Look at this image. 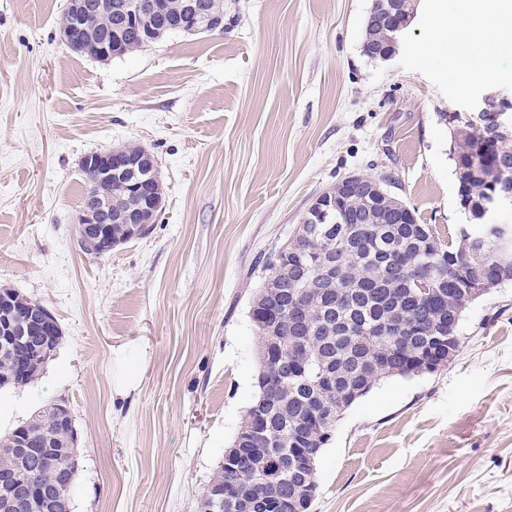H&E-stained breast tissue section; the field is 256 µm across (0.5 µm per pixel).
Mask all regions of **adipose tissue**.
Wrapping results in <instances>:
<instances>
[{"mask_svg":"<svg viewBox=\"0 0 512 512\" xmlns=\"http://www.w3.org/2000/svg\"><path fill=\"white\" fill-rule=\"evenodd\" d=\"M460 12L461 22L431 28L422 47L423 55L431 59L443 48L464 45L468 52L458 61L461 71L467 75L477 72L487 78L493 77L494 66L486 49L491 45L501 49L512 47V6L507 0H486L481 6L469 2Z\"/></svg>","mask_w":512,"mask_h":512,"instance_id":"obj_1","label":"adipose tissue"}]
</instances>
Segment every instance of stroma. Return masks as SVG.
Returning a JSON list of instances; mask_svg holds the SVG:
<instances>
[{
	"label": "stroma",
	"instance_id": "stroma-1",
	"mask_svg": "<svg viewBox=\"0 0 512 512\" xmlns=\"http://www.w3.org/2000/svg\"><path fill=\"white\" fill-rule=\"evenodd\" d=\"M67 0H0V287L63 340L33 384L0 390V434L48 403L78 431L71 512H198L256 395L250 302L310 206L351 174L387 181L440 240L464 222L448 112L512 92L423 57L452 0H420L394 58L362 52L372 0H224V30L98 61L70 50ZM158 161L151 233L80 248L82 158ZM457 356L347 409L310 512H512V280L464 311Z\"/></svg>",
	"mask_w": 512,
	"mask_h": 512
}]
</instances>
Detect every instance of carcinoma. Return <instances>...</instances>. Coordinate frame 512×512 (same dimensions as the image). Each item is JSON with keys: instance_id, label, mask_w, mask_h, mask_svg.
<instances>
[{"instance_id": "cac0c4a2", "label": "carcinoma", "mask_w": 512, "mask_h": 512, "mask_svg": "<svg viewBox=\"0 0 512 512\" xmlns=\"http://www.w3.org/2000/svg\"><path fill=\"white\" fill-rule=\"evenodd\" d=\"M451 130L450 148L458 184L459 204H478L499 180L497 157L512 158V138H499L471 121V114L445 115ZM364 212L361 199L350 194L336 202L335 223L318 225L311 243L316 254L337 261L347 250L356 252L349 269L331 284L318 287L315 269L299 274L284 266L265 264L266 275L257 295L279 294L283 308L276 331L283 339L284 359L259 369L272 374L292 363H300L299 375L285 381L272 397L271 433L278 442L269 445L263 463L288 472V493L304 495L306 482L290 468L289 453L295 435L316 420L319 429L311 431L301 444L306 448H326L340 416L370 392L362 386L384 378L409 377L414 369L448 354L458 347L459 338L441 334V325L461 320L476 299L479 279L501 284L512 280V266L502 269L487 237L486 213H475L467 229H459L456 240L447 244L435 236L428 224L414 217L412 224H355L353 218ZM421 275L430 279L428 293L410 287ZM309 306V328L297 329L288 321V312L297 295ZM46 360L32 361L24 374L14 371L10 358L0 355V376L11 378L15 388L37 380ZM331 372L335 387L324 385L323 375ZM29 424L37 433L54 436L51 455L54 468L34 471L36 483L54 491L57 512H69L76 464L74 438L70 428L60 426L54 415L38 412ZM234 482L249 487L247 470L218 469L204 491ZM240 512H273L270 499L250 494Z\"/></svg>"}]
</instances>
